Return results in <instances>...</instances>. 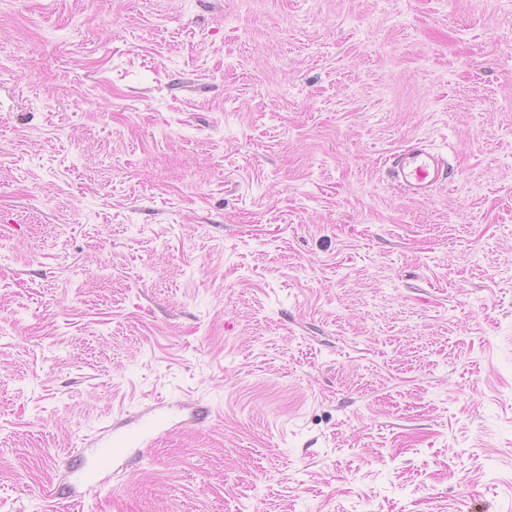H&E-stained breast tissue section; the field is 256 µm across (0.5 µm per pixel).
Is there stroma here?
Wrapping results in <instances>:
<instances>
[{"mask_svg": "<svg viewBox=\"0 0 512 512\" xmlns=\"http://www.w3.org/2000/svg\"><path fill=\"white\" fill-rule=\"evenodd\" d=\"M0 46V512H512V0H0ZM389 172L403 193L427 196L448 180V162L441 155L422 149L401 152L393 156Z\"/></svg>", "mask_w": 512, "mask_h": 512, "instance_id": "stroma-1", "label": "stroma"}]
</instances>
